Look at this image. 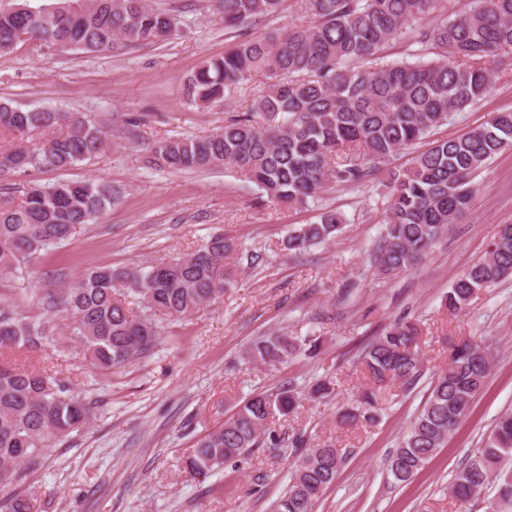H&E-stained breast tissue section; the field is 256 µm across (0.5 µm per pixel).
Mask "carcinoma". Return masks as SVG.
Here are the masks:
<instances>
[{
    "label": "carcinoma",
    "mask_w": 512,
    "mask_h": 512,
    "mask_svg": "<svg viewBox=\"0 0 512 512\" xmlns=\"http://www.w3.org/2000/svg\"><path fill=\"white\" fill-rule=\"evenodd\" d=\"M284 0H214L224 27L234 30L277 12ZM309 20L285 33L242 38L223 55L204 60L185 85L193 106L230 100L253 76L266 79L245 112L205 137H167L147 145L156 170L224 168L243 175L262 195L291 206L318 198L331 183L361 185L371 174L389 173L391 194L384 233L373 258L377 274L397 276L416 269L437 242L472 206L473 174L512 148V111L497 112L460 136L436 140L409 168L390 169L401 151L476 105L499 77L498 58L512 54V0H469L448 12V0H302ZM185 10L147 0H16L0 9V54L26 40L56 52L95 53L119 44L166 42L183 32ZM409 37L407 56L385 62L381 51ZM436 57H429V51ZM20 145L0 150V176L31 168L72 169L101 153L108 138L96 120L51 108L21 109L0 101V131ZM121 192L103 179L29 184L16 201L0 198V277L25 279L30 267L87 224L96 223ZM344 217L324 209L311 224L288 228L283 249L301 252L327 243ZM240 245L214 234L200 247L133 268L99 266L66 285L58 305L81 352L101 370L126 366L148 353L160 336L158 317H188L232 287L228 259ZM512 277V224L498 227L487 255L448 288L452 315L468 309L480 291ZM421 329L401 316L360 354L368 379L340 422L373 426L380 421L381 394L399 385L412 389L423 375ZM48 329L0 304V355L36 351ZM322 345L310 331L260 336L247 359L276 366L311 357ZM492 350L463 340L448 363L433 373L421 411L389 459L399 483L412 481L468 415L490 374ZM335 394L329 377L299 389L293 384L246 398L224 423L196 441L183 468L195 476L224 470L267 440L276 416L288 417L303 401ZM93 419V404L64 380L35 368L0 361V490L39 467L48 448L65 441ZM298 453L288 486L272 512H313L315 501L336 480L346 456L335 443ZM485 512H512V411L501 414L483 446L455 473L450 496L460 503L488 487ZM0 512H34L30 500L9 497Z\"/></svg>",
    "instance_id": "1"
}]
</instances>
